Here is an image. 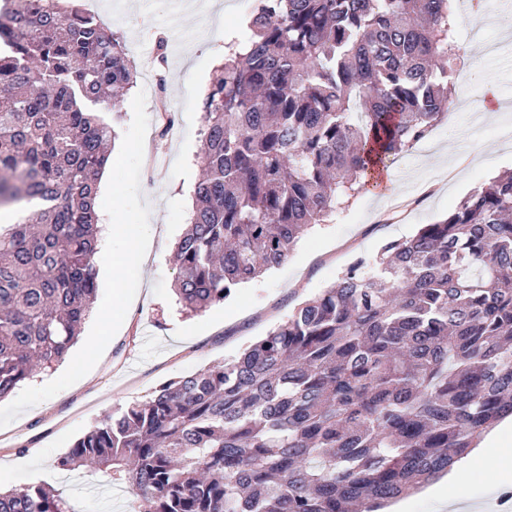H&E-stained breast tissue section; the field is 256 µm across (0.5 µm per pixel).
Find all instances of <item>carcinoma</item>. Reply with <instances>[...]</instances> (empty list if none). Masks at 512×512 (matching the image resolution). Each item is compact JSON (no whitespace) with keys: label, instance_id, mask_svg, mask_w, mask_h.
<instances>
[{"label":"carcinoma","instance_id":"obj_1","mask_svg":"<svg viewBox=\"0 0 512 512\" xmlns=\"http://www.w3.org/2000/svg\"><path fill=\"white\" fill-rule=\"evenodd\" d=\"M453 0H257L201 100L202 174L176 244L198 313L282 265L312 226L447 116ZM0 399L62 360L97 288L108 97L123 35L78 0L0 9ZM231 362L162 385L58 459L133 512H378L512 415V172L386 242ZM0 512H74L40 486Z\"/></svg>","mask_w":512,"mask_h":512}]
</instances>
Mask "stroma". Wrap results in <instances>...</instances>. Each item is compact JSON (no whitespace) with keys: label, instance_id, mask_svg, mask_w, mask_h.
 Instances as JSON below:
<instances>
[{"label":"stroma","instance_id":"stroma-1","mask_svg":"<svg viewBox=\"0 0 512 512\" xmlns=\"http://www.w3.org/2000/svg\"><path fill=\"white\" fill-rule=\"evenodd\" d=\"M475 3L459 0L456 32L478 72L464 91L469 111L452 113L423 146L388 162L393 193L360 191L311 229L284 265L189 316L172 288L174 243L186 228L190 187L200 174L199 99L191 88L209 83L217 52L245 29L252 0H101L100 17L143 60H154L157 38L167 40L165 97L176 130L158 136L146 121L151 100L138 87L126 95L98 209L128 232L101 241L93 309L68 360L0 400V461L33 459L32 466L0 472L1 490L40 485L62 492L76 512H130L127 485L91 468L60 469L58 457L108 415L167 381L237 357L334 284L355 257H365L367 274H374L387 241L445 218L473 189L512 170V137L502 133L512 126V9L491 19ZM148 154L164 156L166 166L145 173ZM141 248L144 274L111 268V254Z\"/></svg>","mask_w":512,"mask_h":512}]
</instances>
